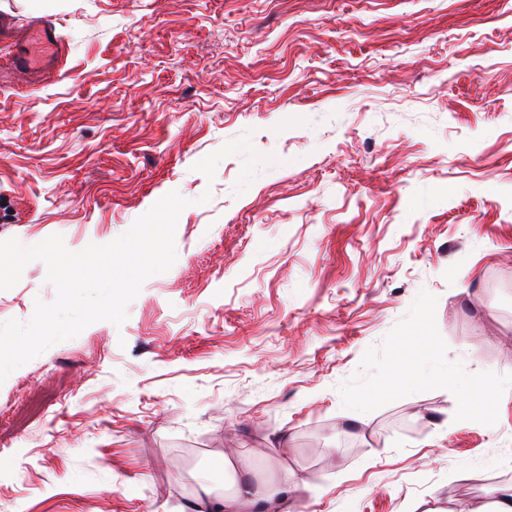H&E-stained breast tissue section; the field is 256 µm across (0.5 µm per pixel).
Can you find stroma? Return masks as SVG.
Instances as JSON below:
<instances>
[{"mask_svg":"<svg viewBox=\"0 0 512 512\" xmlns=\"http://www.w3.org/2000/svg\"><path fill=\"white\" fill-rule=\"evenodd\" d=\"M64 39L0 88V241L107 244L169 192L177 259L0 382V512H178L208 478L308 489L300 512L489 501L498 421L444 389L368 413L339 391L420 292L449 360L512 373V0H0ZM249 135L277 164L244 193ZM208 202H201L203 193ZM35 260L0 323L53 301ZM236 465L226 475L225 459Z\"/></svg>","mask_w":512,"mask_h":512,"instance_id":"1","label":"stroma"}]
</instances>
